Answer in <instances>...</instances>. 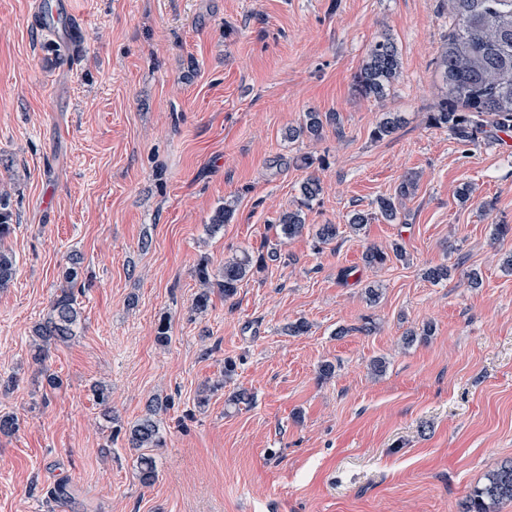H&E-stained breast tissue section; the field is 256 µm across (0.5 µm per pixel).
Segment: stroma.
Returning <instances> with one entry per match:
<instances>
[{"instance_id": "35a3bbf8", "label": "stroma", "mask_w": 512, "mask_h": 512, "mask_svg": "<svg viewBox=\"0 0 512 512\" xmlns=\"http://www.w3.org/2000/svg\"><path fill=\"white\" fill-rule=\"evenodd\" d=\"M32 2L0 0V191L17 225L0 241L17 266L0 290V412L19 420L0 434V512H46L59 484L72 497L57 512H460L512 459V237L495 234L512 224V131L463 146L426 122L448 0H70L89 25L67 44L32 21ZM383 34L400 76L386 99L358 96ZM309 112L337 120L288 141ZM388 112L400 127L374 138ZM410 173L397 223L350 230ZM310 175L322 192L303 235L196 314L200 256L217 268L274 240ZM322 224L336 242L318 245ZM395 241L405 259L365 263ZM74 253L82 320L39 364L33 329ZM436 265L450 277L427 280ZM297 320L307 332L288 335ZM228 357L232 380L197 407ZM239 388L253 403L226 406ZM155 396L172 405L145 486L125 431Z\"/></svg>"}]
</instances>
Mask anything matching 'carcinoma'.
<instances>
[{
  "label": "carcinoma",
  "instance_id": "obj_1",
  "mask_svg": "<svg viewBox=\"0 0 512 512\" xmlns=\"http://www.w3.org/2000/svg\"><path fill=\"white\" fill-rule=\"evenodd\" d=\"M449 2L454 25L448 33L446 49L441 57L442 78L447 92L439 99L436 111L427 113V122L448 129L453 139L467 144L475 141L477 135L486 129H512V0ZM400 69L398 47L391 37L384 35L370 44L363 65L354 77V89L363 97L381 99L398 78ZM334 120L336 117L332 113L323 116L318 112H308L303 123L288 129L286 138H317L324 123ZM400 123L398 115L387 114L374 128L373 137L383 139L390 136ZM320 192L317 179L308 177L303 180L299 208L278 218L276 232L280 239L288 240L302 234L305 229L303 208L310 206ZM377 208L383 220L394 222L399 219L393 198H378ZM15 229L6 195L0 193V240L10 237ZM268 259H278L277 248L272 247L267 253L257 255L244 251L225 260L215 274L211 260L206 256L200 257L195 268L199 288L193 310L198 314L207 312L215 287L224 294V299L233 298L239 284L248 275L264 269ZM15 275L13 254L0 250V289L8 287ZM85 286L81 258L72 257L63 272L59 293L53 298L46 316L34 327V360H42L48 346L66 343L76 336L81 323L76 292ZM235 371L236 362L225 359L222 374L198 391V407L207 406L211 396L232 380ZM170 406L168 398H153L147 404L146 414L126 431L129 447L136 450L163 447L164 435L157 416ZM136 476L141 484H152L156 476L152 456L145 453L137 456ZM504 500H512V461L489 472L485 481L474 487L462 505V512H496V506Z\"/></svg>",
  "mask_w": 512,
  "mask_h": 512
}]
</instances>
